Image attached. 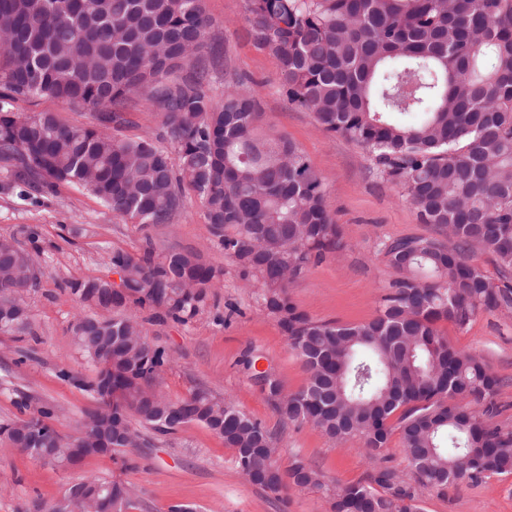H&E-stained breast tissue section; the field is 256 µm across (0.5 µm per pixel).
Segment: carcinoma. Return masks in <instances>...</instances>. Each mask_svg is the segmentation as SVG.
Wrapping results in <instances>:
<instances>
[{
  "mask_svg": "<svg viewBox=\"0 0 512 512\" xmlns=\"http://www.w3.org/2000/svg\"><path fill=\"white\" fill-rule=\"evenodd\" d=\"M255 45L279 64V91L313 112L319 127L367 154L372 171L400 187L424 224L448 227L437 239L385 244L397 277L371 320L317 321L289 297L311 265L343 246L325 204V182L299 146L256 132L260 113L225 58H202L211 21L203 0H0V166L19 196L87 190L114 215L148 227L168 224L185 195L200 199L217 248L244 278L307 372L286 397L266 396L284 421L311 424L335 440L358 437L376 462L399 431L416 481L443 490L462 478L478 484L512 476V431L501 380L477 356L451 346L441 321L464 328L482 311L512 308V0H247ZM224 67L220 100L209 94ZM51 98L107 107L101 127L63 124L52 112H15L19 99ZM162 114L153 137L119 138L133 105ZM478 248L494 257L497 277L474 264ZM122 287L103 279L69 282L83 306L73 341L97 369L84 381L58 377L112 410L86 413L78 429L104 434L109 446L79 447L52 424L44 404L25 419L0 420V441L58 467L121 453L136 426L173 434L196 423L232 449L251 484L320 489L322 473L298 456L288 469L261 421L198 388L173 401L156 387L171 354L148 343L133 304L186 324L205 305L224 270L189 251L110 257ZM37 258L0 238V332L24 334L23 296L37 285ZM470 459L469 473L459 474ZM129 512L119 481L86 479L34 512ZM331 512H419L414 491L379 468L336 487Z\"/></svg>",
  "mask_w": 512,
  "mask_h": 512,
  "instance_id": "1",
  "label": "carcinoma"
}]
</instances>
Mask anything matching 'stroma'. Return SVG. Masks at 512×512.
<instances>
[{"label":"stroma","instance_id":"obj_1","mask_svg":"<svg viewBox=\"0 0 512 512\" xmlns=\"http://www.w3.org/2000/svg\"><path fill=\"white\" fill-rule=\"evenodd\" d=\"M211 19L207 46L228 59L229 71L246 79L261 112V129L294 141L326 183V204L339 224L343 246L314 264L290 290L292 301L309 317L340 324L371 319L395 277L382 244L403 236L442 239L435 225L421 223L398 188L378 180L366 154L338 136L327 135L312 112L289 105L278 91V61L255 46L246 23V0H204ZM22 112L56 113L65 124L98 122V110L41 99L18 102ZM203 207L187 195L180 213L167 224L147 228L114 216L82 189L59 187L54 196L23 202L10 172L0 168V237L16 238L37 255L39 283L24 296L31 331L0 333V418H26L44 404L54 405L55 428L74 434L97 401L58 377L67 370L93 378L96 369L75 348L70 325L82 307L68 283L74 278L116 280L109 258L119 251L139 255L146 240L158 248L193 251L223 266L224 278L188 323L158 322L151 309L138 315L149 340L165 347L173 361L158 387L169 398L188 397L204 388L228 397L265 425L283 460L301 456L320 470V490L290 488L273 493L246 482L223 438L192 423L177 432H143L138 447L93 455L75 467L33 461L0 442V512H25L34 501L52 503L72 484L89 477L117 480L133 495L131 512H171L181 505L194 512H331L337 483L362 478L370 465L360 439L336 442L309 425L281 421L254 385L241 360L252 354L259 367L274 369L285 391L306 380L276 320L263 311L257 291L216 248L202 216ZM449 343L479 356L501 379L499 398L506 409L499 421L512 430V309L480 312L468 327L442 322ZM421 512H512V478L492 477L474 484L461 480L448 489L428 488L418 497Z\"/></svg>","mask_w":512,"mask_h":512}]
</instances>
